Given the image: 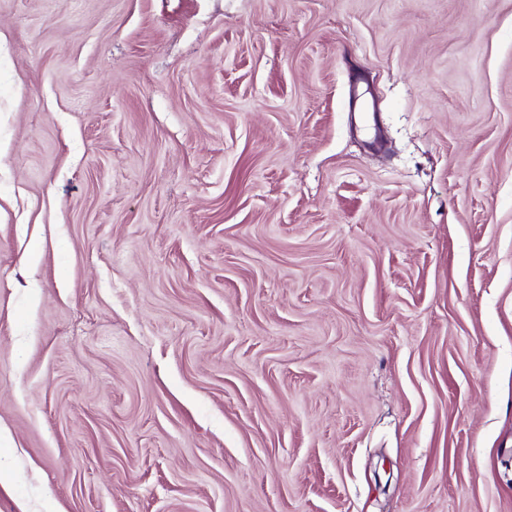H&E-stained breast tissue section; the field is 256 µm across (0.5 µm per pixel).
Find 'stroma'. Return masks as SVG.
<instances>
[{
	"mask_svg": "<svg viewBox=\"0 0 512 512\" xmlns=\"http://www.w3.org/2000/svg\"><path fill=\"white\" fill-rule=\"evenodd\" d=\"M0 426V512H512V0H0Z\"/></svg>",
	"mask_w": 512,
	"mask_h": 512,
	"instance_id": "stroma-1",
	"label": "stroma"
}]
</instances>
